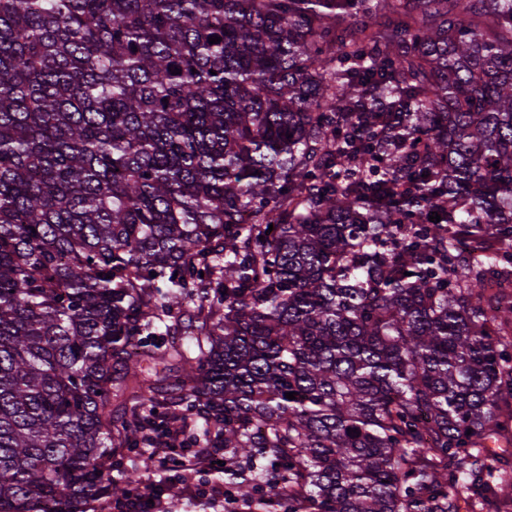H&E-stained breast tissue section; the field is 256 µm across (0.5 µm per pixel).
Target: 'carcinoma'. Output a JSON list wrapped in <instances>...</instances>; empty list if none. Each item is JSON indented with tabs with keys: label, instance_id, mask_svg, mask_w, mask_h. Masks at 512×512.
<instances>
[{
	"label": "carcinoma",
	"instance_id": "carcinoma-1",
	"mask_svg": "<svg viewBox=\"0 0 512 512\" xmlns=\"http://www.w3.org/2000/svg\"><path fill=\"white\" fill-rule=\"evenodd\" d=\"M498 274L512 0H0V512L166 444L266 512L511 489Z\"/></svg>",
	"mask_w": 512,
	"mask_h": 512
}]
</instances>
